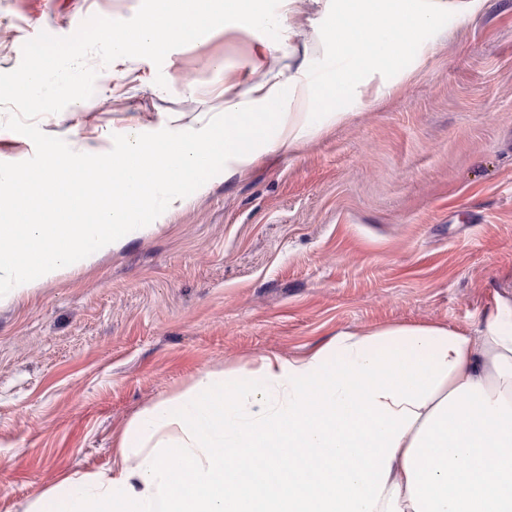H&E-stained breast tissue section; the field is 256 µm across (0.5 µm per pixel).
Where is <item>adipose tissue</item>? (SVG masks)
Listing matches in <instances>:
<instances>
[{
    "label": "adipose tissue",
    "instance_id": "obj_1",
    "mask_svg": "<svg viewBox=\"0 0 512 512\" xmlns=\"http://www.w3.org/2000/svg\"><path fill=\"white\" fill-rule=\"evenodd\" d=\"M486 0H335L325 39L338 66L333 99L373 93L374 74L410 54L421 31ZM301 72L254 81L224 120L194 131L132 128L122 150L74 155L48 146L40 169L0 164V305L74 259L91 262L134 233L133 215L164 196L184 209L204 165L252 164L316 138L347 112L316 109ZM23 223H12L15 214ZM248 405L200 373L185 394L143 411L111 467L71 475L26 512H512V294L496 296L475 331L443 324L343 330L300 357L265 355ZM223 387L222 404L212 394ZM258 462L292 479L226 483Z\"/></svg>",
    "mask_w": 512,
    "mask_h": 512
}]
</instances>
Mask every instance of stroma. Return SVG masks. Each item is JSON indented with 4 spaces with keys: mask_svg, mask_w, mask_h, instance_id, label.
<instances>
[{
    "mask_svg": "<svg viewBox=\"0 0 512 512\" xmlns=\"http://www.w3.org/2000/svg\"><path fill=\"white\" fill-rule=\"evenodd\" d=\"M140 2L0 0V72L40 32L125 20ZM277 14L279 39L219 27L159 68L89 57L93 96L36 124L73 150L109 151L130 127L223 120L226 98L299 63L325 75L330 0H281ZM297 16L302 37L288 29ZM373 83L380 95L336 101L352 120L230 177L211 162L186 208L136 216L157 230L0 306V512L109 468L129 423L200 372L244 398L260 356L301 355L342 330L476 328L512 286V0L441 16Z\"/></svg>",
    "mask_w": 512,
    "mask_h": 512,
    "instance_id": "35a3bbf8",
    "label": "stroma"
}]
</instances>
